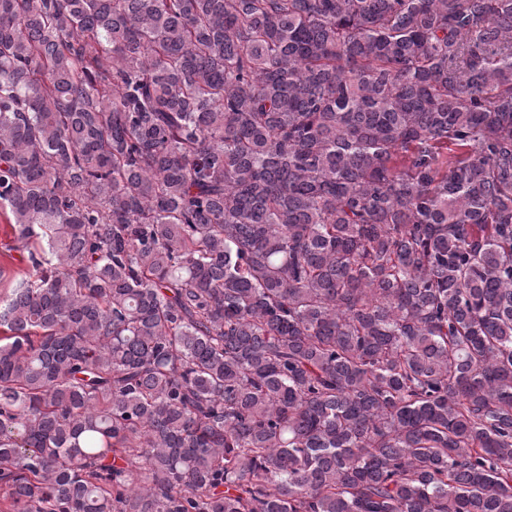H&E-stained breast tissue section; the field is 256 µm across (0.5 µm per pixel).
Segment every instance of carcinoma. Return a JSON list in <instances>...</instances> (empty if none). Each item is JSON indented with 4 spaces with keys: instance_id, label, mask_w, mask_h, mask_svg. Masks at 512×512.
Wrapping results in <instances>:
<instances>
[{
    "instance_id": "carcinoma-1",
    "label": "carcinoma",
    "mask_w": 512,
    "mask_h": 512,
    "mask_svg": "<svg viewBox=\"0 0 512 512\" xmlns=\"http://www.w3.org/2000/svg\"><path fill=\"white\" fill-rule=\"evenodd\" d=\"M0 512H512V0H0ZM20 246L14 229L8 223L5 214L0 213V293L5 297L6 288H10V278L19 277L27 269L26 252ZM5 291V292H4Z\"/></svg>"
}]
</instances>
